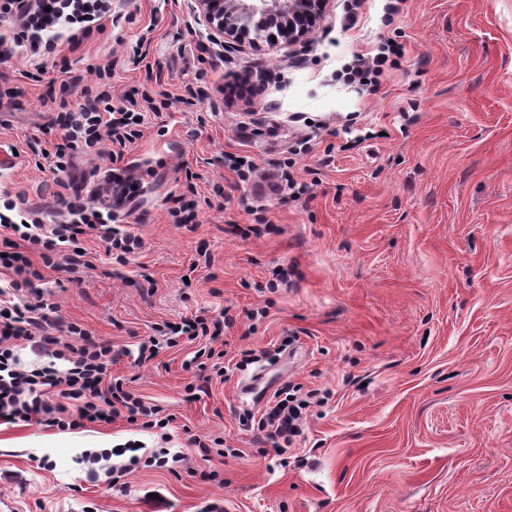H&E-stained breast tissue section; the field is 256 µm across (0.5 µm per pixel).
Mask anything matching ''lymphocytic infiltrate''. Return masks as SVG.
Wrapping results in <instances>:
<instances>
[{
	"mask_svg": "<svg viewBox=\"0 0 512 512\" xmlns=\"http://www.w3.org/2000/svg\"><path fill=\"white\" fill-rule=\"evenodd\" d=\"M112 14V0H0V56L10 57L22 49L33 58L55 53L59 41L77 46L102 31L103 21ZM404 51L384 45L376 54L356 56L345 77L351 84L375 87L376 77L393 58ZM84 104L61 119V134L40 148L41 158L52 160L55 170H64L79 149L110 160L122 159L128 144L139 135L144 121L134 105L111 103L107 94L84 88ZM141 195L136 181L123 169L112 171V179L96 188L89 200L68 202L69 218L61 224H45L40 218L13 221L17 201L5 200L0 213V240L7 250L0 256V268L13 277L0 286V422L39 420L65 431L88 424L107 423L120 416L145 417L146 428H166L167 420L154 419L153 407L124 390L121 382L107 379L112 362L111 344L95 340L83 326L71 323L65 335H56L55 306L48 303L36 284L45 271L76 272L85 264L84 241L97 238L117 263H125L143 246L140 236L121 229L116 220L122 210H133ZM28 297H21L22 289ZM224 322L216 319L185 318L165 323L162 333L169 346L180 341L208 339L198 349L194 361L216 358V341L223 334ZM28 344L47 356L41 367L18 369L15 349ZM302 406L294 397L275 401L260 429L268 436L286 440L298 431Z\"/></svg>",
	"mask_w": 512,
	"mask_h": 512,
	"instance_id": "lymphocytic-infiltrate-1",
	"label": "lymphocytic infiltrate"
}]
</instances>
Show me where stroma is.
Returning a JSON list of instances; mask_svg holds the SVG:
<instances>
[{"label": "stroma", "instance_id": "obj_1", "mask_svg": "<svg viewBox=\"0 0 512 512\" xmlns=\"http://www.w3.org/2000/svg\"><path fill=\"white\" fill-rule=\"evenodd\" d=\"M383 5L331 0L305 40L255 48L220 44L193 0H112L103 31L57 49L79 86L62 91L52 63L27 80L36 61L23 55L0 65V192L56 221L59 197L103 182L112 162L79 152L55 174L29 141L104 67L112 98L150 95L122 159L144 181L126 219L143 249L120 265L87 239L89 268L46 272L41 287L61 324L111 344L113 376L174 418L163 430L122 416L0 424V500L19 512H512V0H406L389 17ZM384 41L404 55L377 94L340 79ZM191 82L195 104L177 103ZM228 153L253 157L258 177L239 182ZM283 166L308 194L280 195ZM188 169L198 216L184 227L165 198ZM225 311L223 375L191 366L194 342L139 362L157 327ZM257 378L310 400L287 453L241 390ZM217 440L223 455L204 453ZM104 450L116 468L137 458L123 483L87 480L82 453Z\"/></svg>", "mask_w": 512, "mask_h": 512}]
</instances>
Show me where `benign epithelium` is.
I'll return each instance as SVG.
<instances>
[{
	"instance_id": "obj_1",
	"label": "benign epithelium",
	"mask_w": 512,
	"mask_h": 512,
	"mask_svg": "<svg viewBox=\"0 0 512 512\" xmlns=\"http://www.w3.org/2000/svg\"><path fill=\"white\" fill-rule=\"evenodd\" d=\"M204 22L223 37L238 40L253 30L294 42L307 35L330 0H194Z\"/></svg>"
}]
</instances>
